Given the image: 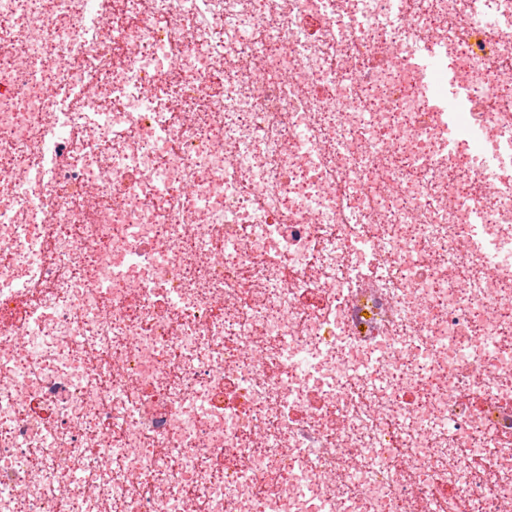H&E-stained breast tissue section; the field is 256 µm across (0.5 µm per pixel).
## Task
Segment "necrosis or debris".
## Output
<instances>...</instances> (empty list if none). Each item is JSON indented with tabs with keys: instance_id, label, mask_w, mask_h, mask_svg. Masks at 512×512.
Instances as JSON below:
<instances>
[{
	"instance_id": "1",
	"label": "necrosis or debris",
	"mask_w": 512,
	"mask_h": 512,
	"mask_svg": "<svg viewBox=\"0 0 512 512\" xmlns=\"http://www.w3.org/2000/svg\"><path fill=\"white\" fill-rule=\"evenodd\" d=\"M508 66L512 0H0V512H502Z\"/></svg>"
}]
</instances>
